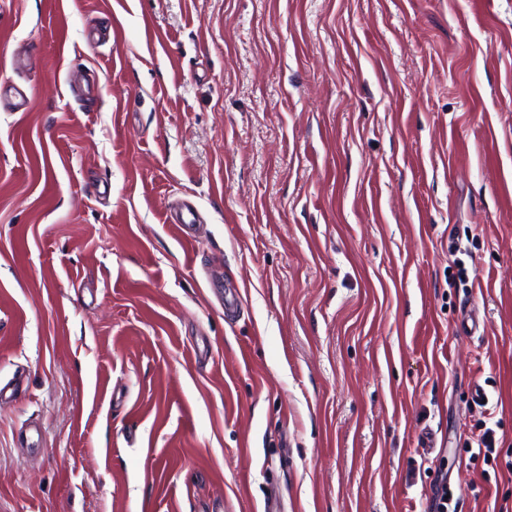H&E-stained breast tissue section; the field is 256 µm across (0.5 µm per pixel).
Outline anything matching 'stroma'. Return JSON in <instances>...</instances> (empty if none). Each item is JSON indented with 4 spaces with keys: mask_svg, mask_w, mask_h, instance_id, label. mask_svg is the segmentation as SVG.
Instances as JSON below:
<instances>
[{
    "mask_svg": "<svg viewBox=\"0 0 512 512\" xmlns=\"http://www.w3.org/2000/svg\"><path fill=\"white\" fill-rule=\"evenodd\" d=\"M13 380L0 512H512V0H0Z\"/></svg>",
    "mask_w": 512,
    "mask_h": 512,
    "instance_id": "35a3bbf8",
    "label": "stroma"
}]
</instances>
